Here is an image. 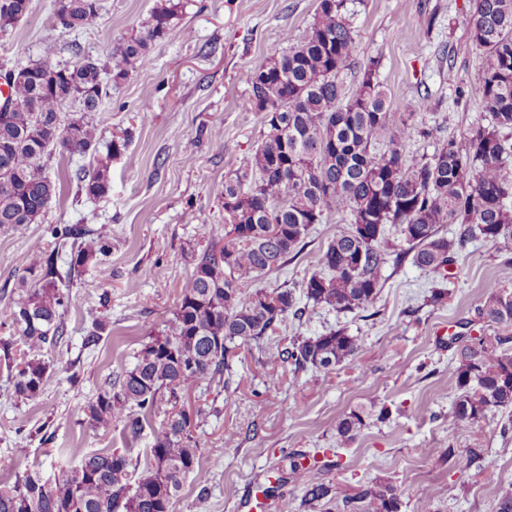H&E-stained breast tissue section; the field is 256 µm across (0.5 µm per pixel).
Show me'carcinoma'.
Masks as SVG:
<instances>
[{"instance_id":"obj_1","label":"carcinoma","mask_w":512,"mask_h":512,"mask_svg":"<svg viewBox=\"0 0 512 512\" xmlns=\"http://www.w3.org/2000/svg\"><path fill=\"white\" fill-rule=\"evenodd\" d=\"M469 37L486 63L476 89L488 125L473 127L458 141L438 128H419L414 111L431 108L423 97L411 112H397L379 78L375 57L356 64L358 33L347 0H319L307 34L288 50L275 52L248 77L249 110L261 115L260 141L236 173L224 180V233L203 227L209 239L201 251L185 255L193 272L182 284L164 328L141 343L132 368L87 405L86 423L95 429L121 425L135 440L165 403L170 411L154 429L149 460L133 462L132 449H101L84 454L52 485L32 473L0 486V512H172L184 480L204 482L195 418L184 408L186 396L204 383L225 385L224 370L236 349L257 345L287 316L303 315L302 304L338 313L364 311L376 304L382 270L388 261L412 255L415 266L447 280L455 255L474 240L499 247L502 263L512 265V0H471ZM184 5L160 0L140 29L106 51L73 65L53 63L51 53L23 67L6 85L0 103V234H10L45 216L61 193L48 175L57 155L97 150L98 111L112 88L149 64L153 44L178 25ZM31 11V0L0 4V32ZM100 0H55L56 24L91 28L100 18ZM358 66L356 87L341 76ZM79 113L61 116L66 103ZM436 139L429 159L404 153L413 136ZM128 139L112 140L106 159L78 179L75 194L102 199L111 190L110 159L124 153ZM348 216L347 227L322 252V271L292 286L245 293L239 281L282 269L302 251L311 225L331 214ZM400 232L396 242L386 233ZM455 225L451 236L442 233ZM45 235L53 250L38 241L20 262L30 285L21 299L0 305V316L16 325L25 347L14 366L17 396L40 394L50 362L45 353L66 334L63 320L70 287L94 284L87 268L112 253V243L86 224H50ZM70 248L66 270L57 267L59 249ZM488 321L512 326V290L492 285L482 307ZM358 338L345 329L319 336H294L270 353L293 372L330 371L355 356ZM457 397L452 418L474 425L488 413L512 407V336L495 332L452 336ZM363 426L351 412L336 422V432L354 440ZM455 464L468 467L474 448L449 450ZM308 466L290 460L289 479L304 486L302 504L314 510L329 496L322 483L307 480ZM400 498L388 483H376L346 501L360 512H399Z\"/></svg>"}]
</instances>
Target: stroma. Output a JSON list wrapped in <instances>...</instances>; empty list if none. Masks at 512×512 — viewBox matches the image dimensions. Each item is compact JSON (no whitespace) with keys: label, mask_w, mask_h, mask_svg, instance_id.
Masks as SVG:
<instances>
[{"label":"stroma","mask_w":512,"mask_h":512,"mask_svg":"<svg viewBox=\"0 0 512 512\" xmlns=\"http://www.w3.org/2000/svg\"><path fill=\"white\" fill-rule=\"evenodd\" d=\"M159 0H101L94 27L69 31L56 25L54 0H32L30 15L0 35V64L38 60L46 44L55 59L72 64L100 57L138 30ZM178 28L151 49L149 66L132 72L95 114L103 141L129 136V146L111 161L112 191L98 201L75 198L77 169L93 170L92 155L54 158L49 173L62 191L43 222L0 235V300L25 293L19 259L49 224H87L112 240V254L89 268L90 285L71 288L64 315L67 336L47 357L53 363L34 400L14 394L0 359V471L13 483L31 472L52 482L80 457L97 449H132L146 462L151 431L127 439L121 427L93 430L84 410L96 394L133 363L142 342L160 330L193 270L183 255L203 224H221L224 179L255 148L262 124L246 107L247 76L271 54L304 36L316 0H183ZM353 25L359 59L377 58L379 77L395 106L418 98L433 110L415 113L419 127L441 126L463 139L484 123L476 87L485 66L463 16L469 0H354ZM223 127L222 140L212 131ZM347 217L336 213L312 225L298 258L283 270L241 281L243 291L273 288L318 271V259ZM448 293L431 303V278L412 261L386 265L385 283L373 310L338 313L308 307L302 321L285 319L271 336H316L339 327L359 339L355 357L325 373L279 368L276 397L265 393L271 370L263 349L245 347L232 359V384L221 391L201 386L186 405L199 414L193 429L208 497L186 479L173 512H250V486L269 487L266 512H306L304 490L289 477V461L304 456L309 481L329 485L331 500L319 512H348L345 500L374 482L400 494V512H418L427 498L432 512H496L512 492V433L500 428L512 412L496 410L473 426L450 417L457 397L448 367L449 336L492 333L480 315L489 284L512 287V266L496 248L472 242L449 267ZM104 328L96 348L83 338L94 320ZM79 375L71 384L70 372ZM365 422L359 435L341 441L336 422L350 411ZM478 448L480 465L462 470L449 448Z\"/></svg>","instance_id":"obj_1"}]
</instances>
